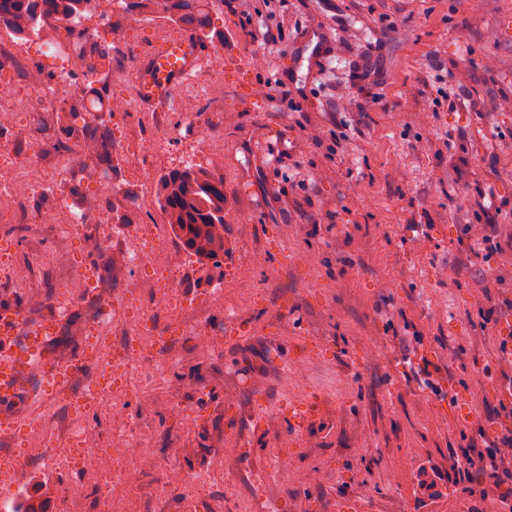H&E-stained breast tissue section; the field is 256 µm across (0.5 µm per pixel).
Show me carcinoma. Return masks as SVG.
<instances>
[{
	"label": "carcinoma",
	"instance_id": "1",
	"mask_svg": "<svg viewBox=\"0 0 512 512\" xmlns=\"http://www.w3.org/2000/svg\"><path fill=\"white\" fill-rule=\"evenodd\" d=\"M93 6V0H0V29L30 39L41 35L43 18L73 23ZM118 7L127 15L167 18L192 38L208 29L210 42L224 45V31L211 27L201 0H120ZM155 195L188 254L215 265L224 260V180L189 163L162 173Z\"/></svg>",
	"mask_w": 512,
	"mask_h": 512
}]
</instances>
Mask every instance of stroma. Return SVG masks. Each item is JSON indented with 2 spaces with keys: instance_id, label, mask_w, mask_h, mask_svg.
Here are the masks:
<instances>
[{
  "instance_id": "obj_1",
  "label": "stroma",
  "mask_w": 512,
  "mask_h": 512,
  "mask_svg": "<svg viewBox=\"0 0 512 512\" xmlns=\"http://www.w3.org/2000/svg\"><path fill=\"white\" fill-rule=\"evenodd\" d=\"M250 15L210 0L212 27L224 45L203 36L189 103L204 119L210 152L198 147L190 121L169 113L179 133L168 152L149 162L145 179L117 160L116 143L156 128L139 113L105 120L106 153L80 158L86 112H46L34 86L66 71L65 54L43 56L40 39L22 42L25 58L10 72L27 110L0 111V140L22 156L39 152L44 185L11 204L33 219L0 224V309L31 325L58 317L48 343L66 360L80 353L104 309H111L112 354L137 347L141 310L161 282L163 261L181 250L154 197L163 171L191 162L224 182L235 198L224 215L230 249L219 266L183 255L177 287L184 316L157 311V335L178 366L147 379L129 374L112 398L135 428L122 432L103 411L87 379L68 397L35 401L31 376L1 414L45 419L52 448L65 445L72 398L89 396L86 417L108 468L134 479L112 496L108 512H500L470 484L419 506L415 472L426 457L447 462L450 450L486 448L512 398V366L501 338L512 327V0H283L282 44H260L247 32L266 11ZM384 17L392 32L349 36L354 18ZM101 56L76 74L105 99L128 96L120 79L136 63L120 54L132 41L161 52L176 27L162 19L120 17L117 0H96L77 26ZM382 71L372 93L391 110L357 109L358 65ZM96 199V221L67 238L56 231L62 200ZM149 260L132 267L121 239L144 225ZM96 268L88 289L72 270ZM65 314H58L60 301ZM212 338L198 349L190 327ZM302 366L303 386L287 368ZM429 366L434 388L421 382ZM193 412L183 428L178 410ZM126 435L150 454L144 469L108 440ZM235 443L228 456L224 447ZM288 443L291 471L274 474L271 457ZM26 455L30 479L0 512H21L37 497L42 512H107L103 480L78 464L44 473L30 434L0 437V457ZM322 473L305 483L306 471ZM173 473L199 475L200 487L174 486Z\"/></svg>"
}]
</instances>
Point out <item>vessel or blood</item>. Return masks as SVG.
<instances>
[{
  "instance_id": "vessel-or-blood-1",
  "label": "vessel or blood",
  "mask_w": 512,
  "mask_h": 512,
  "mask_svg": "<svg viewBox=\"0 0 512 512\" xmlns=\"http://www.w3.org/2000/svg\"><path fill=\"white\" fill-rule=\"evenodd\" d=\"M198 51L190 37L184 36L155 56L142 68L141 93L154 102L167 98L171 88L188 78L197 65ZM56 325L46 322L36 328L24 327L15 312L0 315V397L8 399L18 384L32 374L41 377V393H59L76 379L104 349L103 337H88L84 350L75 358L49 363L42 347L44 337L54 334Z\"/></svg>"
}]
</instances>
